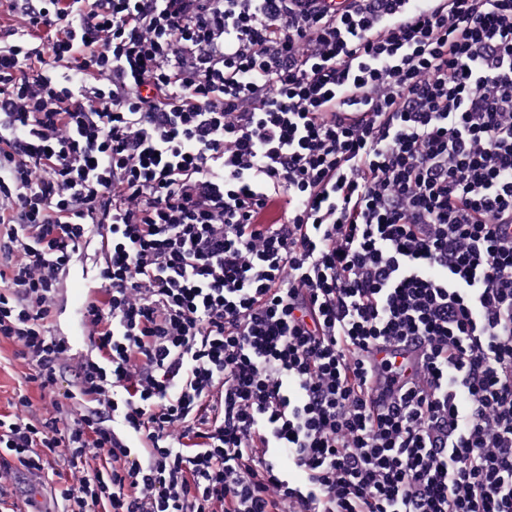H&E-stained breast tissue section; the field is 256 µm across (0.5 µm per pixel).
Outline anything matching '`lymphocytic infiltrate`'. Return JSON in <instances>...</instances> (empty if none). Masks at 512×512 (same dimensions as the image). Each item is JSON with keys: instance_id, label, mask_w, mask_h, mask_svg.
I'll return each mask as SVG.
<instances>
[{"instance_id": "1", "label": "lymphocytic infiltrate", "mask_w": 512, "mask_h": 512, "mask_svg": "<svg viewBox=\"0 0 512 512\" xmlns=\"http://www.w3.org/2000/svg\"><path fill=\"white\" fill-rule=\"evenodd\" d=\"M0 337V505L512 512V0H5ZM83 255L76 259L70 275L62 285V302L58 306V313L55 319L57 333L62 336H70L79 349H87L88 336L77 325L73 318V310L83 299L84 289L89 285L90 280L82 278V265L86 268ZM66 310L64 311V309ZM69 312L71 317L69 319ZM65 334V335H64ZM20 349L19 344L0 338V412L12 411L11 403L21 386L28 390V394L35 404L39 402V391L36 388L27 387L25 384V375L29 371L28 366L19 355ZM420 354L421 347L414 341H407L401 345L378 344L371 348V355L377 362L383 358L395 356L398 365L415 364L419 361ZM59 472L60 474L55 476H52L50 473L49 478H53V480H47L43 477L39 478L38 476L30 475L24 470L19 469L16 480L17 485L11 486L13 492L11 500L17 505L15 510L25 508V495L36 500L39 510H57L55 492L63 487L67 481V471L59 468Z\"/></svg>"}]
</instances>
